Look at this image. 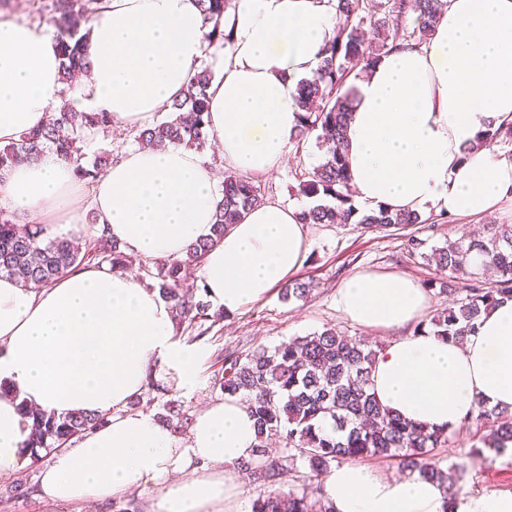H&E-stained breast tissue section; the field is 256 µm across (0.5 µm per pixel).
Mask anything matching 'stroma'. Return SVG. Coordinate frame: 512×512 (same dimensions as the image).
<instances>
[{"label": "stroma", "instance_id": "obj_1", "mask_svg": "<svg viewBox=\"0 0 512 512\" xmlns=\"http://www.w3.org/2000/svg\"><path fill=\"white\" fill-rule=\"evenodd\" d=\"M321 160L314 142H307L297 152H289L288 160L272 174L254 176L265 201L285 204L303 201L299 189V172L311 169ZM485 224H512V201L498 203L480 216L451 217L434 228H419L420 237L440 245L478 230ZM308 252L302 275L313 276L319 283L311 298L301 302H282L278 291H271L261 301L244 311L224 319L219 340L195 342L199 361L195 382L177 390L189 415H196L207 403L221 400L220 391L211 383L212 363L217 349L248 352L263 345L272 347L295 336H305L331 327L345 335L364 340L372 349L381 350L393 340L390 332L371 333L344 318L336 308V293L344 281L359 270L396 273L417 282L433 277L432 268L409 260L402 254L401 232H371L357 224L333 227L308 226ZM475 428L455 433L439 456L445 463H466L462 498L481 495H512V454L497 457L492 463L470 461L467 454L476 441Z\"/></svg>", "mask_w": 512, "mask_h": 512}]
</instances>
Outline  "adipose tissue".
<instances>
[{"instance_id": "ef3b65f1", "label": "adipose tissue", "mask_w": 512, "mask_h": 512, "mask_svg": "<svg viewBox=\"0 0 512 512\" xmlns=\"http://www.w3.org/2000/svg\"><path fill=\"white\" fill-rule=\"evenodd\" d=\"M434 34L382 57L345 87L353 199L426 214H484L512 199V158L478 137L512 121V0H443ZM335 0H235L224 15L225 47L210 45L196 0H102L90 25L88 72L61 80L52 35L0 17V146L40 127L62 101L107 112L114 127L152 126L179 99L201 64L209 140L243 174L279 167L299 129L293 98L312 78L336 30ZM47 149L0 174V209L22 224H57L84 238L85 215L129 254L183 256L209 238L222 179L184 147L126 151L94 183ZM301 205L270 202L247 213L195 271L225 315L287 283L307 252ZM429 299L411 278L355 272L336 295L343 317L370 330L418 321ZM198 353L175 340L158 289L133 274L87 266L52 286H21L0 274V475L23 464L31 422L18 403L55 415H106L108 425L54 453L40 496L53 504H101L159 484L156 512H224L237 493L236 468L255 453L256 425L239 397L199 412L179 445L153 416L130 410L158 370L192 386ZM379 403L431 429L457 430L484 405L512 411V301L483 313L464 344L402 336L378 353L371 373ZM336 512H443L444 488L418 477L388 481L344 464L323 480Z\"/></svg>"}]
</instances>
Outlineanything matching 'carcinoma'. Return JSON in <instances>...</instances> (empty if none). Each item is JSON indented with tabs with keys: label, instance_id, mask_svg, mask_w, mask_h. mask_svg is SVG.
Instances as JSON below:
<instances>
[{
	"label": "carcinoma",
	"instance_id": "1",
	"mask_svg": "<svg viewBox=\"0 0 512 512\" xmlns=\"http://www.w3.org/2000/svg\"><path fill=\"white\" fill-rule=\"evenodd\" d=\"M99 0H33V19H47L56 28L62 56L63 80L86 68L83 44L90 22L98 13ZM204 21L211 25L207 39L224 45L230 35L224 31V13L233 0H198ZM441 0H336L337 32L325 49L323 59L310 80L301 82L294 100L302 111L300 129L294 144L310 138L323 151V160L301 182L303 192L314 198L330 197L336 204H317L301 212L304 224L330 227L351 220L365 229L388 231L426 224L434 218L418 213L396 211L387 206L360 212L352 203L346 164V128L353 107L342 88L358 67L369 68L399 45L416 46L433 35L441 16ZM413 13L414 27L402 24ZM372 30L376 38L365 37ZM213 78L203 65L187 85L183 97L170 107L165 121L137 130L134 142L148 149L181 145L203 149L208 143L209 102L207 88ZM106 112H78L62 106L51 113L40 128L19 140L0 147V171L21 161H33L46 148H53L64 159L77 163L80 178L90 183L112 164L108 151L94 158L89 166L84 158V132L96 127L110 128ZM512 137V122L500 124L483 135L482 143ZM263 203L253 181L227 173L222 199L215 215L213 237L193 244L181 258L169 260L154 269L139 266L142 277L158 280L162 296L171 303L173 317L189 341L207 337L224 320V311L212 308L204 298L203 287L188 281L186 271L200 264L214 242L239 223L253 207ZM56 224H19L15 217L0 210V273L27 288H46L63 274L86 265H108L123 270L132 257L101 230L85 250L57 231ZM429 239L407 234L405 249L410 257L435 268V277L426 287L438 294L458 295L454 305L419 324L414 333L430 332L455 343H462L482 313L502 299H512V224H488L485 234L469 239L428 245ZM478 255L484 262L475 264ZM312 277L297 278L280 288L285 302L306 301L315 290ZM377 351L364 341L345 336L332 328L297 336L268 349L258 347L238 355L217 354L212 376L213 388L228 395H240L257 423L255 456L239 464V472L256 486L251 512H335L332 502L306 490H284L283 483L297 462L307 464L317 475L342 463H359L380 458L397 460L402 468L425 480L436 481L448 491V504L455 503L464 466L444 468L437 449L450 440L449 432L429 430L409 423L380 405L371 392V373ZM170 389L150 381L146 405L159 402L156 420L168 427L182 428L190 418L175 400L162 401ZM18 410L32 420L27 447L30 464L105 427L103 414L73 412L64 416L34 412L23 402ZM464 424L485 427L468 457L487 461L490 451L501 456L512 449V416L478 408ZM277 445L271 450L268 444ZM34 492L28 475L11 482L14 499L26 500Z\"/></svg>",
	"mask_w": 512,
	"mask_h": 512
}]
</instances>
